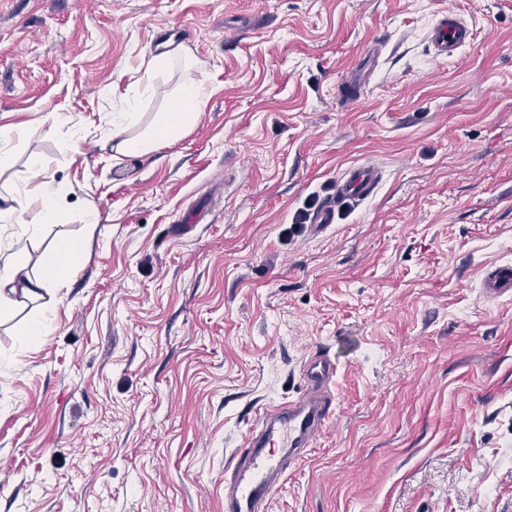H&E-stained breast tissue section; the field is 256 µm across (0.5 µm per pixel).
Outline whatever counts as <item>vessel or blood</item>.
Wrapping results in <instances>:
<instances>
[{
    "label": "vessel or blood",
    "mask_w": 512,
    "mask_h": 512,
    "mask_svg": "<svg viewBox=\"0 0 512 512\" xmlns=\"http://www.w3.org/2000/svg\"><path fill=\"white\" fill-rule=\"evenodd\" d=\"M473 39L469 22L444 11L433 20L429 49L434 58H455ZM383 178L381 170L370 164L354 165L335 183V198L318 211L315 223L335 221L340 202H361L371 198ZM485 299L512 297V264L495 263L481 277ZM336 376V363L318 354L303 368L305 391L299 400L273 405L260 414L246 439V454L231 474V496L224 502L225 512H267L272 494L282 486L289 465L302 461L313 439L322 431L330 415V386Z\"/></svg>",
    "instance_id": "obj_1"
}]
</instances>
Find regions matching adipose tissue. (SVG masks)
<instances>
[{
    "mask_svg": "<svg viewBox=\"0 0 512 512\" xmlns=\"http://www.w3.org/2000/svg\"><path fill=\"white\" fill-rule=\"evenodd\" d=\"M184 63L183 80L166 111L155 113L148 126H141L139 98L127 100L119 122L112 130V156L121 159L137 155L147 157L161 146L176 142L194 127L208 90L196 77L198 59L187 52H168L151 61L153 70L167 69L173 60ZM83 254L80 240L60 236L51 239L43 253L39 271H32L25 249H17L0 259V318L18 305L53 296L73 274Z\"/></svg>",
    "mask_w": 512,
    "mask_h": 512,
    "instance_id": "adipose-tissue-1",
    "label": "adipose tissue"
}]
</instances>
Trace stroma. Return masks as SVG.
<instances>
[{
    "label": "stroma",
    "instance_id": "35a3bbf8",
    "mask_svg": "<svg viewBox=\"0 0 512 512\" xmlns=\"http://www.w3.org/2000/svg\"><path fill=\"white\" fill-rule=\"evenodd\" d=\"M442 10L475 32L449 61ZM178 47L210 89L196 126L113 159V113L147 84L145 117L167 107L181 70L149 62ZM2 126L25 135L0 194L27 208L0 248L86 244L39 341L38 305L0 325V512H224L245 435L318 353L331 418L268 512H512V300L480 293L512 262V0H0ZM368 162L370 201L290 232ZM45 178L62 216L31 239ZM473 30L469 22L460 16L444 11L433 20L429 34V49L434 58H455L472 42Z\"/></svg>",
    "mask_w": 512,
    "mask_h": 512
}]
</instances>
